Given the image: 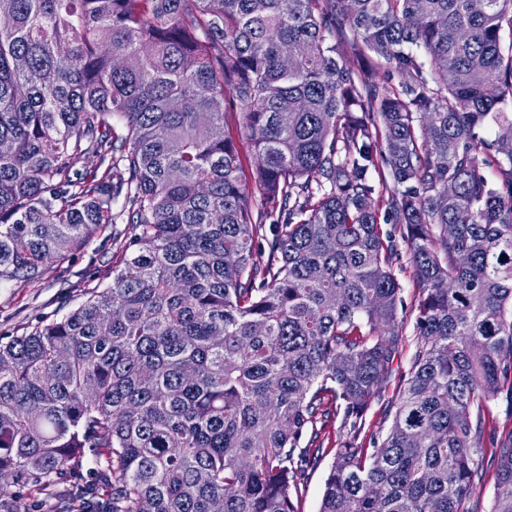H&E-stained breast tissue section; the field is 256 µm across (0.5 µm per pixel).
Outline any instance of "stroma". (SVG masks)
<instances>
[{
  "mask_svg": "<svg viewBox=\"0 0 512 512\" xmlns=\"http://www.w3.org/2000/svg\"><path fill=\"white\" fill-rule=\"evenodd\" d=\"M134 235L135 228L130 224L105 226L66 259L53 263L41 282H0V336L19 335L40 320L62 314L81 303L88 286L105 281L113 260L120 258L122 247L132 241ZM391 262L407 308L403 320L404 339L391 377L383 382L379 399L366 414L364 433L368 436L384 435L390 427L415 352L416 313L411 306L418 296V285L405 243H398ZM510 443L512 393L504 391L490 403L485 413V439L480 453L483 480L469 502L477 512H490L496 484L494 450Z\"/></svg>",
  "mask_w": 512,
  "mask_h": 512,
  "instance_id": "35a3bbf8",
  "label": "stroma"
}]
</instances>
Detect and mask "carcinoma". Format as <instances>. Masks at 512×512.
I'll return each instance as SVG.
<instances>
[{"instance_id":"obj_1","label":"carcinoma","mask_w":512,"mask_h":512,"mask_svg":"<svg viewBox=\"0 0 512 512\" xmlns=\"http://www.w3.org/2000/svg\"><path fill=\"white\" fill-rule=\"evenodd\" d=\"M509 97L512 0H0V281L137 230L108 284L0 336V477L70 512H296L332 416L319 512H469L512 389V154L483 172ZM383 222L416 350L367 447L401 344ZM496 470L512 512V447ZM384 233L391 232L397 244L396 252L391 257L393 272L398 279L402 291L401 296L404 300L405 312H403V343L399 354L393 363L392 376L383 382L381 389V397L375 400L366 414V425L364 432L360 437L367 438L366 444L371 435L381 437L385 435L391 425L393 416L396 411L398 398L403 390L406 380L409 378V369L412 357L415 352V317L416 312L412 310V304L418 297V285L415 271L410 260L407 246L402 241L399 224L381 223Z\"/></svg>"}]
</instances>
